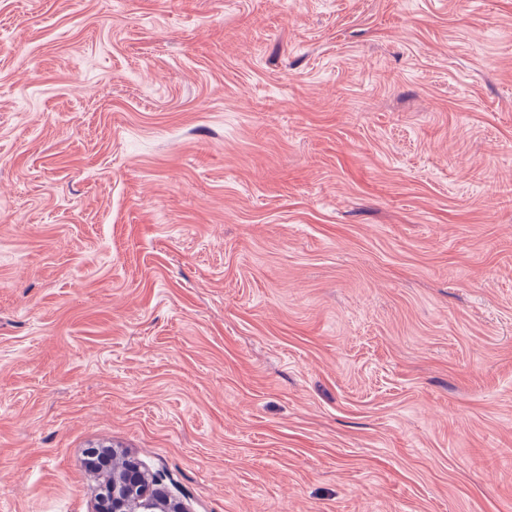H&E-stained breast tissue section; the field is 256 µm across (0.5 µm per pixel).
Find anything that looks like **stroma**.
<instances>
[{"label": "stroma", "instance_id": "1", "mask_svg": "<svg viewBox=\"0 0 512 512\" xmlns=\"http://www.w3.org/2000/svg\"><path fill=\"white\" fill-rule=\"evenodd\" d=\"M102 446L512 512V0H0V512Z\"/></svg>", "mask_w": 512, "mask_h": 512}]
</instances>
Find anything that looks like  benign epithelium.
<instances>
[{"label":"benign epithelium","instance_id":"obj_1","mask_svg":"<svg viewBox=\"0 0 512 512\" xmlns=\"http://www.w3.org/2000/svg\"><path fill=\"white\" fill-rule=\"evenodd\" d=\"M97 512H190L162 485V479L151 477L138 464L112 472V480L103 488Z\"/></svg>","mask_w":512,"mask_h":512}]
</instances>
